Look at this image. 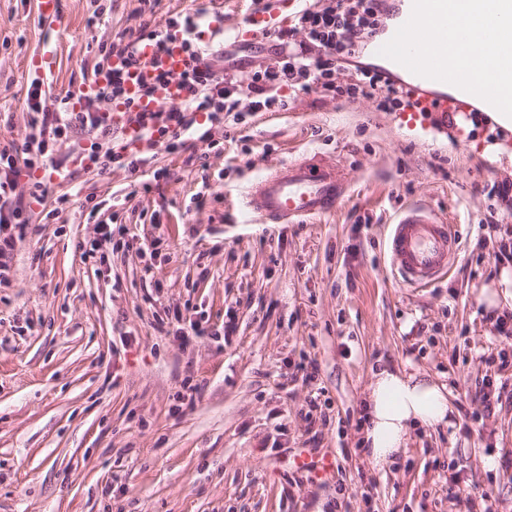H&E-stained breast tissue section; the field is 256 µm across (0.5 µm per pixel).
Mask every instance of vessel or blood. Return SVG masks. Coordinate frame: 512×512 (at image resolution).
Returning <instances> with one entry per match:
<instances>
[{
	"instance_id": "vessel-or-blood-1",
	"label": "vessel or blood",
	"mask_w": 512,
	"mask_h": 512,
	"mask_svg": "<svg viewBox=\"0 0 512 512\" xmlns=\"http://www.w3.org/2000/svg\"><path fill=\"white\" fill-rule=\"evenodd\" d=\"M183 42L184 33L178 27L168 29L164 51H156L152 40L140 41L136 50L140 64L131 70L129 92L137 93L140 84L152 82L156 72L174 76L182 73L188 65ZM411 80L416 107L401 115L410 129L416 127L425 110L465 126L474 107L482 103L480 97L446 82L416 74ZM345 192L344 177L335 167L297 160L275 168L246 187L240 195V209L264 222H291L331 212ZM457 250L453 225L424 206H412L402 212L388 241L393 272L413 288L431 285L441 278Z\"/></svg>"
}]
</instances>
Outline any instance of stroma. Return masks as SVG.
Returning <instances> with one entry per match:
<instances>
[{
    "instance_id": "35a3bbf8",
    "label": "stroma",
    "mask_w": 512,
    "mask_h": 512,
    "mask_svg": "<svg viewBox=\"0 0 512 512\" xmlns=\"http://www.w3.org/2000/svg\"><path fill=\"white\" fill-rule=\"evenodd\" d=\"M191 7L222 12L230 32L252 0H61L55 23L38 0H0V149L29 132L38 51L55 50L52 101L91 81L110 45ZM284 95L286 108L225 122L214 149L190 140L104 170L77 129L52 166L20 176L19 193L38 181L46 194L0 283V512H512V338L495 329L512 313V127L481 114L461 134L428 112L410 131L369 98ZM301 159L346 173L336 212L245 220L240 192ZM411 205L461 244L427 288L389 265L390 226ZM112 218L128 235L83 258ZM178 312L206 337L182 343ZM381 367L427 373L456 414L413 430L378 472L361 435ZM490 386L503 392L488 410ZM303 453L330 456L334 474L299 468Z\"/></svg>"
}]
</instances>
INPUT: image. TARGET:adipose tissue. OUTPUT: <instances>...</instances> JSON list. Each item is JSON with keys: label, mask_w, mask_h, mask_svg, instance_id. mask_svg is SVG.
Returning a JSON list of instances; mask_svg holds the SVG:
<instances>
[{"label": "adipose tissue", "mask_w": 512, "mask_h": 512, "mask_svg": "<svg viewBox=\"0 0 512 512\" xmlns=\"http://www.w3.org/2000/svg\"><path fill=\"white\" fill-rule=\"evenodd\" d=\"M453 412L444 386L428 375L382 368L368 386L364 453L373 467L386 470L405 451L413 429L447 425Z\"/></svg>", "instance_id": "obj_1"}]
</instances>
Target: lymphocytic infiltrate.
Returning a JSON list of instances; mask_svg holds the SVG:
<instances>
[{"label": "lymphocytic infiltrate", "instance_id": "obj_1", "mask_svg": "<svg viewBox=\"0 0 512 512\" xmlns=\"http://www.w3.org/2000/svg\"><path fill=\"white\" fill-rule=\"evenodd\" d=\"M388 8L386 0H316L296 18L295 27L305 35L299 47L281 50L275 64L250 75H242L235 64L210 58L205 68H192L179 76L184 90L176 104L149 109L157 85L170 81L168 73H159L153 84L144 86L141 98L128 95L125 83L127 66L134 64V42H119L109 50L110 56L122 58V65L109 68L107 82L95 97L96 108L73 111L46 106L42 82L32 79L26 106L31 113L30 131L23 154L0 149V259L11 254L23 239L30 215L17 193L22 170L43 167L53 159L58 137L80 127L96 132L95 157L103 167L136 170L144 164V155L157 146L174 152L190 138L215 145V131L225 121L240 122L244 111L239 108V94L249 91L253 98L249 109L267 112L284 107L280 90L335 88L340 94L376 99L380 110L393 112L404 107L405 91L378 69L365 66L363 38L377 33ZM355 71L354 79L336 86L335 75L344 66ZM121 108L129 124L139 132L140 144L115 141L107 107Z\"/></svg>", "mask_w": 512, "mask_h": 512}]
</instances>
